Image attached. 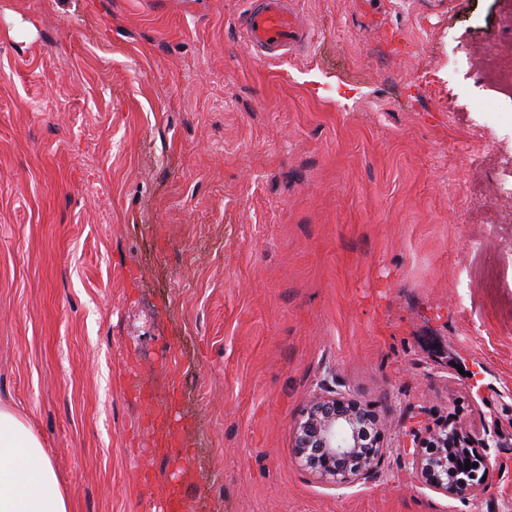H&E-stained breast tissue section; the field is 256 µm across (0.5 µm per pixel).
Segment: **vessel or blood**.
<instances>
[{
  "mask_svg": "<svg viewBox=\"0 0 512 512\" xmlns=\"http://www.w3.org/2000/svg\"><path fill=\"white\" fill-rule=\"evenodd\" d=\"M237 26L247 51L280 62L310 47L314 38L313 29L299 21L290 0H251Z\"/></svg>",
  "mask_w": 512,
  "mask_h": 512,
  "instance_id": "1",
  "label": "vessel or blood"
}]
</instances>
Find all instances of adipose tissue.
<instances>
[{
	"label": "adipose tissue",
	"mask_w": 512,
	"mask_h": 512,
	"mask_svg": "<svg viewBox=\"0 0 512 512\" xmlns=\"http://www.w3.org/2000/svg\"><path fill=\"white\" fill-rule=\"evenodd\" d=\"M0 512H69L42 443L7 407H0Z\"/></svg>",
	"instance_id": "adipose-tissue-1"
}]
</instances>
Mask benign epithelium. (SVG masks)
I'll list each match as a JSON object with an SVG mask.
<instances>
[{"mask_svg":"<svg viewBox=\"0 0 512 512\" xmlns=\"http://www.w3.org/2000/svg\"><path fill=\"white\" fill-rule=\"evenodd\" d=\"M372 421L370 409L342 393L319 395L294 424L295 457L326 482L368 480L375 474L382 452L380 438L369 445L362 441L363 425ZM427 434L424 445L412 452L415 468L432 489L462 499L477 497L485 485L482 478H492L493 468L483 454L488 441L512 440V434L507 436L497 430H485L473 437L448 423L427 429ZM455 448L468 449L477 467H458Z\"/></svg>","mask_w":512,"mask_h":512,"instance_id":"7a95c632","label":"benign epithelium"}]
</instances>
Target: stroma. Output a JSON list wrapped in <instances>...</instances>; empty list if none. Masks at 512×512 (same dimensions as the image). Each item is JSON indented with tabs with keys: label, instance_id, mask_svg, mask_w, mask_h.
Segmentation results:
<instances>
[{
	"label": "stroma",
	"instance_id": "35a3bbf8",
	"mask_svg": "<svg viewBox=\"0 0 512 512\" xmlns=\"http://www.w3.org/2000/svg\"><path fill=\"white\" fill-rule=\"evenodd\" d=\"M0 0V405L70 512H512L410 454L512 430V0ZM337 390L384 457L334 485L293 425ZM237 19L244 48L265 59L288 61L297 51L309 48L314 31L301 23L288 0H252ZM427 434L425 446H417L412 452V462L421 477L432 489L449 497L476 498L483 485L492 478L493 468L483 454V448L488 446L484 436L490 431L485 429L483 434L473 437L447 422L437 429L427 428ZM452 448H458L457 456L463 463L468 460L465 455L468 450L471 461L478 466L474 470L459 468ZM483 477H486L485 481H482Z\"/></svg>",
	"mask_w": 512,
	"mask_h": 512
}]
</instances>
